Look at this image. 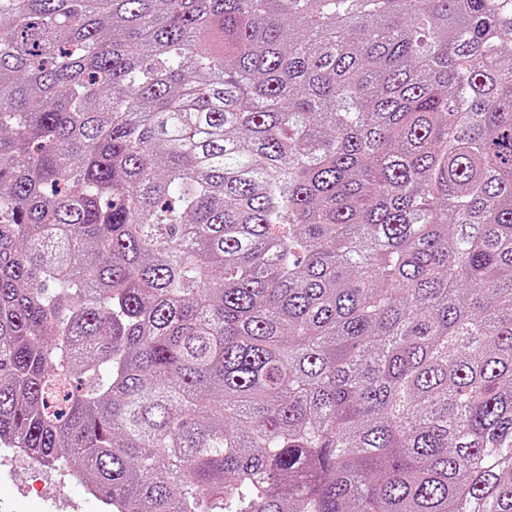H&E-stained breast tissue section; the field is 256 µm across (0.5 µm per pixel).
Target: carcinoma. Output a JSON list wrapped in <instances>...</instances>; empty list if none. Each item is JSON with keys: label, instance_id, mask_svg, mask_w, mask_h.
Wrapping results in <instances>:
<instances>
[{"label": "carcinoma", "instance_id": "cac0c4a2", "mask_svg": "<svg viewBox=\"0 0 512 512\" xmlns=\"http://www.w3.org/2000/svg\"><path fill=\"white\" fill-rule=\"evenodd\" d=\"M0 447L512 512V0H0Z\"/></svg>", "mask_w": 512, "mask_h": 512}]
</instances>
